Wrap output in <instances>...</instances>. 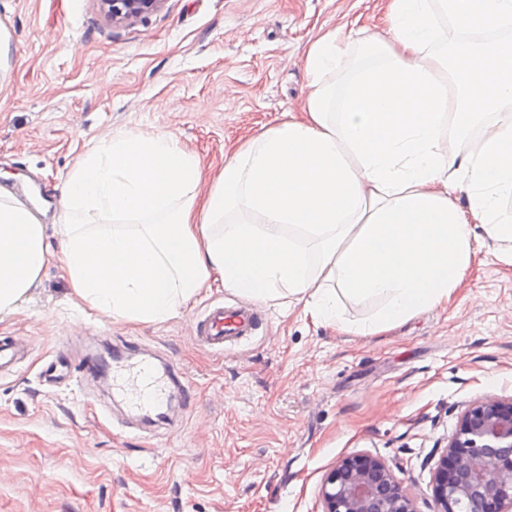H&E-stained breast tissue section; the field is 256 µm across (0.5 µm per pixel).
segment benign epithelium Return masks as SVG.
Wrapping results in <instances>:
<instances>
[{
	"label": "benign epithelium",
	"instance_id": "benign-epithelium-1",
	"mask_svg": "<svg viewBox=\"0 0 512 512\" xmlns=\"http://www.w3.org/2000/svg\"><path fill=\"white\" fill-rule=\"evenodd\" d=\"M166 0H97L114 24L160 11ZM435 512H512V397L485 395L459 417L433 472ZM323 512H417L389 465L366 453L347 456L321 486Z\"/></svg>",
	"mask_w": 512,
	"mask_h": 512
}]
</instances>
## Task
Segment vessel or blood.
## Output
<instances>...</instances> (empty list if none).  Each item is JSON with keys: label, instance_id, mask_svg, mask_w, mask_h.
<instances>
[{"label": "vessel or blood", "instance_id": "obj_1", "mask_svg": "<svg viewBox=\"0 0 512 512\" xmlns=\"http://www.w3.org/2000/svg\"><path fill=\"white\" fill-rule=\"evenodd\" d=\"M256 322L253 309L240 307L230 311L216 306L199 321L197 335L210 348L220 351L246 337ZM181 376L180 369L172 366L157 370L150 361L136 358L129 347L112 354L113 388L132 409L152 414L159 421L169 416L167 390Z\"/></svg>", "mask_w": 512, "mask_h": 512}]
</instances>
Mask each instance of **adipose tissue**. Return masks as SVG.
Masks as SVG:
<instances>
[{"label":"adipose tissue","instance_id":"obj_1","mask_svg":"<svg viewBox=\"0 0 512 512\" xmlns=\"http://www.w3.org/2000/svg\"><path fill=\"white\" fill-rule=\"evenodd\" d=\"M385 16L317 38L301 116L212 181L174 133L126 130L67 174L53 224L0 187V313L55 259L114 320L178 317L218 280L367 336L447 302L477 232L512 262V0H385Z\"/></svg>","mask_w":512,"mask_h":512}]
</instances>
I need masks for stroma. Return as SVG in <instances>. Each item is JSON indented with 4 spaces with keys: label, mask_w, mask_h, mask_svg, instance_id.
<instances>
[{
    "label": "stroma",
    "mask_w": 512,
    "mask_h": 512,
    "mask_svg": "<svg viewBox=\"0 0 512 512\" xmlns=\"http://www.w3.org/2000/svg\"><path fill=\"white\" fill-rule=\"evenodd\" d=\"M384 0H166L115 25L96 0H0L11 70L0 86V186L53 213L94 138L171 132L216 177L240 145L299 115L306 55L340 27L379 32ZM253 305L251 336L217 352L211 306ZM23 356L0 376V512H323L346 456L384 459L434 512L433 469L458 418L512 397V264L474 245L447 304L373 336L283 313L213 282L174 319L112 320L77 305L58 263L0 314ZM137 344L184 372L171 424L131 412L83 368Z\"/></svg>",
    "instance_id": "stroma-1"
}]
</instances>
